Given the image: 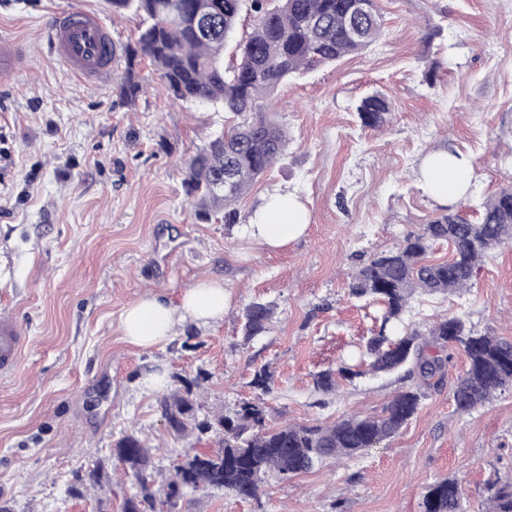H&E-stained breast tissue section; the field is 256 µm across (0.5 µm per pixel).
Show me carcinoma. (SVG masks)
I'll use <instances>...</instances> for the list:
<instances>
[{
	"label": "carcinoma",
	"instance_id": "obj_1",
	"mask_svg": "<svg viewBox=\"0 0 512 512\" xmlns=\"http://www.w3.org/2000/svg\"><path fill=\"white\" fill-rule=\"evenodd\" d=\"M211 16L197 19L201 0H112V9H132L143 18L136 45L163 80L174 100L222 108L232 115L227 127L188 161L186 195L195 200L198 219L222 215L237 223L236 203L282 156L287 131L270 117L268 100L285 81L361 52L382 35L378 0H207ZM257 22L235 47V58L224 63L227 40L244 6ZM356 111L363 126L379 129L388 122L391 106L379 94L367 96ZM448 243L450 256L428 262L432 243ZM512 243V185L501 188L483 204L476 223L456 212L435 217L418 232L407 234L390 250L377 252L352 276L350 295L381 300L386 310L377 334L365 343L367 372L388 373L406 368L412 384L399 391L380 415L353 414L331 425L267 424L264 396L270 373L256 372L252 385L262 395L239 402L233 412L202 413L198 379L177 376V387L161 403L168 429L177 439L192 434L221 435L217 448L186 453L172 463V476L156 483L151 446L135 433L115 443L112 456L133 479L121 512H152L160 503L171 510L189 492L228 490L247 499L257 496L270 475L281 478L307 473L327 458H352L393 437L417 413L427 389L443 387L451 349L461 350L467 368L451 387L455 408L470 413L512 389V337L489 329L479 332L459 316L443 317L426 331L400 336L388 332L403 323L409 297L448 293L472 286L475 273L492 251ZM272 309L252 302L244 309L245 332L266 329ZM362 375L353 365L318 373L314 387L333 391L341 380ZM422 512H465L463 490L455 479L430 485ZM485 512H512V477L489 486Z\"/></svg>",
	"mask_w": 512,
	"mask_h": 512
}]
</instances>
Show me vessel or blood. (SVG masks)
Segmentation results:
<instances>
[{
	"label": "vessel or blood",
	"mask_w": 512,
	"mask_h": 512,
	"mask_svg": "<svg viewBox=\"0 0 512 512\" xmlns=\"http://www.w3.org/2000/svg\"><path fill=\"white\" fill-rule=\"evenodd\" d=\"M49 49L72 75L86 82L100 81L112 73L118 47L101 18L94 12L76 9L54 15L48 28ZM25 53L19 39L0 34V82H10L17 62ZM26 345L17 325L0 320V372H11Z\"/></svg>",
	"instance_id": "1"
}]
</instances>
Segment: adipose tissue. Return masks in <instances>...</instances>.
<instances>
[{
	"instance_id": "adipose-tissue-1",
	"label": "adipose tissue",
	"mask_w": 512,
	"mask_h": 512,
	"mask_svg": "<svg viewBox=\"0 0 512 512\" xmlns=\"http://www.w3.org/2000/svg\"><path fill=\"white\" fill-rule=\"evenodd\" d=\"M420 181L425 193L445 204L463 197L472 181V164L458 152H431L420 166ZM309 225V213L296 195L277 192L270 195L239 233L255 245L277 248L299 239ZM229 296L220 279L199 281L186 290L178 303L149 293L126 308L121 331L125 340L138 348H158L166 344L176 326L215 324L223 320Z\"/></svg>"
}]
</instances>
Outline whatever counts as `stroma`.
Here are the masks:
<instances>
[{
  "instance_id": "1",
  "label": "stroma",
  "mask_w": 512,
  "mask_h": 512,
  "mask_svg": "<svg viewBox=\"0 0 512 512\" xmlns=\"http://www.w3.org/2000/svg\"><path fill=\"white\" fill-rule=\"evenodd\" d=\"M379 6L384 32L374 45L274 95L288 146L239 203V219L248 223L268 194L285 190L310 222L302 238L268 250L235 227L195 219L184 161L221 129L224 113L172 101L149 61L130 56L137 14L113 13L110 0H0V33L35 47L0 86V318L27 339L15 369L0 374V512H120L130 480L113 481L101 502L87 474L114 467L112 446L132 430L162 472L196 444L171 436L162 415L178 374L200 376L206 410L229 413L254 396V374L267 369L275 424L378 414L406 387L400 372L362 375L328 393L313 378L356 363L379 329L380 305L347 293L359 266L445 209L477 217L512 184V0ZM73 8L97 13L119 48L105 83L78 81L46 47L53 13ZM130 73L141 86L132 100L121 94ZM373 93L394 106L381 131L364 128L356 112ZM441 148L473 166L463 200L446 206L418 182L423 158ZM206 277L223 279L230 294L223 322L177 329L160 348L124 340L121 315L144 293L175 303ZM257 300L273 315L250 338L242 315ZM446 315L512 336V244L481 264L472 287L414 294L403 320L422 330ZM465 367L456 353L445 388L428 390L377 447L267 478L255 499L189 493L175 512H421L427 487L444 478L458 479L479 512L489 483L512 475V390L458 413L448 387ZM150 370L164 372L163 387L145 386Z\"/></svg>"
}]
</instances>
